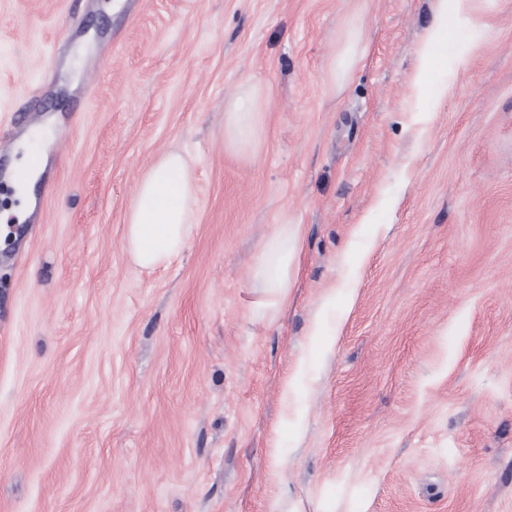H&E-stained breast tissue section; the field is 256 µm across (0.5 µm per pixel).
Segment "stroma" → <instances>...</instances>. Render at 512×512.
Returning <instances> with one entry per match:
<instances>
[{"label": "stroma", "instance_id": "1", "mask_svg": "<svg viewBox=\"0 0 512 512\" xmlns=\"http://www.w3.org/2000/svg\"><path fill=\"white\" fill-rule=\"evenodd\" d=\"M436 7L0 0V166L45 131L0 224V512H512V0L420 100ZM173 148L198 221L145 270L124 217ZM260 109L253 94L236 97L224 113V144L234 152L254 151L259 142ZM301 240V225L278 224L273 234L263 242L255 259L254 277L264 285L268 298L266 308L271 310L273 317L288 304L292 266Z\"/></svg>", "mask_w": 512, "mask_h": 512}]
</instances>
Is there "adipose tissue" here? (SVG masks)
Returning a JSON list of instances; mask_svg holds the SVG:
<instances>
[{
  "mask_svg": "<svg viewBox=\"0 0 512 512\" xmlns=\"http://www.w3.org/2000/svg\"><path fill=\"white\" fill-rule=\"evenodd\" d=\"M471 0H438V12L426 44L418 54L414 91L417 97L444 96L447 84L427 86L425 76L435 47L448 41V20L459 25L471 23ZM260 109L254 95L236 97L224 114V144L235 152L255 150L259 142ZM197 197L191 160L187 153L170 150L162 153L142 173L126 215L125 245L141 268L168 265L186 248L196 223ZM302 240L297 224H281L262 244L253 273L263 283L267 309L279 312L288 304L292 266Z\"/></svg>",
  "mask_w": 512,
  "mask_h": 512,
  "instance_id": "adipose-tissue-1",
  "label": "adipose tissue"
}]
</instances>
